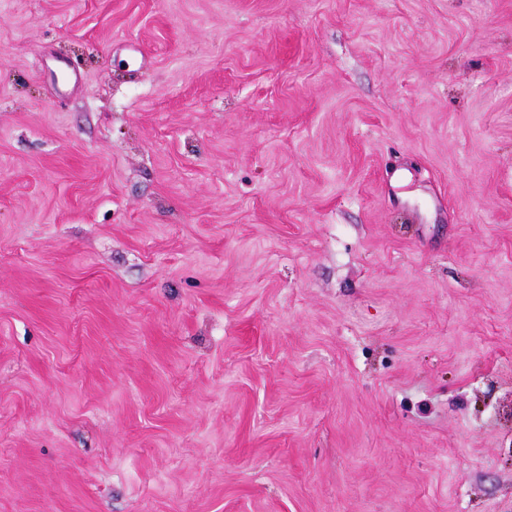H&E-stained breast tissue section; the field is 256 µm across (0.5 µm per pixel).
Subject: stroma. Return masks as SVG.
Wrapping results in <instances>:
<instances>
[{
    "mask_svg": "<svg viewBox=\"0 0 512 512\" xmlns=\"http://www.w3.org/2000/svg\"><path fill=\"white\" fill-rule=\"evenodd\" d=\"M0 512H512V0H0Z\"/></svg>",
    "mask_w": 512,
    "mask_h": 512,
    "instance_id": "obj_1",
    "label": "stroma"
}]
</instances>
